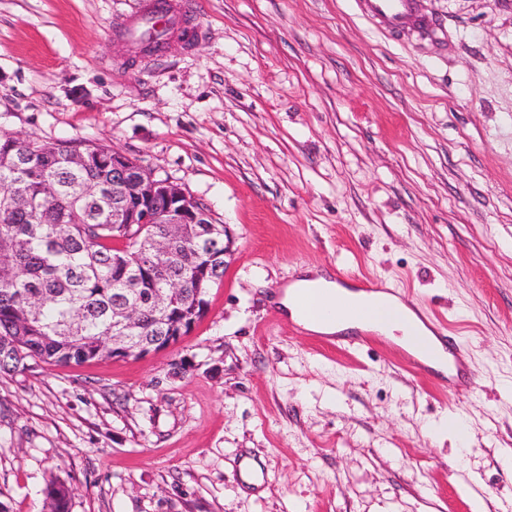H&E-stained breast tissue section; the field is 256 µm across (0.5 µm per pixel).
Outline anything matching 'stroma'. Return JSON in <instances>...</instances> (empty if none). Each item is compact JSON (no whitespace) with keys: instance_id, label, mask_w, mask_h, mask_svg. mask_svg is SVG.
<instances>
[{"instance_id":"stroma-1","label":"stroma","mask_w":512,"mask_h":512,"mask_svg":"<svg viewBox=\"0 0 512 512\" xmlns=\"http://www.w3.org/2000/svg\"><path fill=\"white\" fill-rule=\"evenodd\" d=\"M139 0H0V132L90 140L233 240L191 331L141 358L0 372V507L44 512H487L512 506V0H192L138 54ZM378 279L446 323L477 388L393 338L331 346L280 300L305 269ZM464 417L469 449L430 425ZM267 471L235 477L242 457ZM156 0H143L139 3L138 10L134 15L122 18L117 22L118 27L129 33H136L144 23L155 17ZM416 0H356L363 16L378 21L390 32H399L414 20ZM69 489L61 483L52 482L46 488L49 512H69Z\"/></svg>"}]
</instances>
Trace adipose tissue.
I'll list each match as a JSON object with an SVG mask.
<instances>
[{
    "instance_id": "1",
    "label": "adipose tissue",
    "mask_w": 512,
    "mask_h": 512,
    "mask_svg": "<svg viewBox=\"0 0 512 512\" xmlns=\"http://www.w3.org/2000/svg\"><path fill=\"white\" fill-rule=\"evenodd\" d=\"M304 288L320 289V302L327 312L322 319L306 322V329L327 335L353 328L373 329L389 336L398 335L400 344L421 358H441L442 351L431 331L414 312L404 307L388 309L380 305L377 297L339 286L316 272L303 271L284 292L281 303L293 319L302 317L297 299Z\"/></svg>"
}]
</instances>
